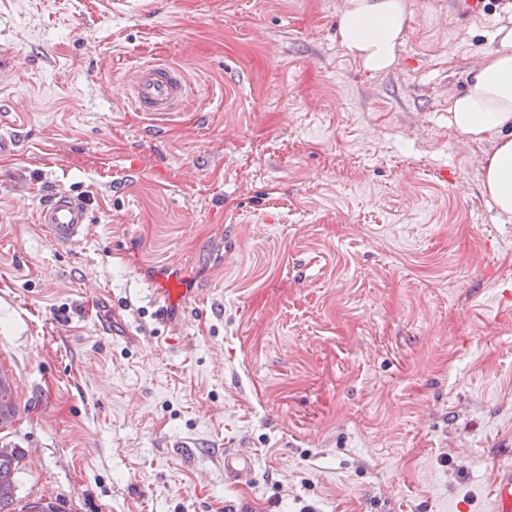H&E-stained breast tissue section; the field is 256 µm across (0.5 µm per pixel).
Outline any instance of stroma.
Instances as JSON below:
<instances>
[{"instance_id": "stroma-1", "label": "stroma", "mask_w": 512, "mask_h": 512, "mask_svg": "<svg viewBox=\"0 0 512 512\" xmlns=\"http://www.w3.org/2000/svg\"><path fill=\"white\" fill-rule=\"evenodd\" d=\"M344 0H0V371L12 512H492L512 465V217L448 126L501 6L406 0L392 68ZM180 67L154 120L123 92ZM82 197L72 245L37 221ZM186 293L152 317L161 273ZM250 455L246 480L224 452ZM189 83L181 69L165 63L139 68L127 96L138 112L163 117L170 115L189 93ZM87 204L67 192H56L43 204L38 223L60 244H72L87 236L91 224ZM17 413L16 401L10 384L0 377V428L9 427L13 424Z\"/></svg>"}]
</instances>
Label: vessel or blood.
I'll return each instance as SVG.
<instances>
[{
  "label": "vessel or blood",
  "mask_w": 512,
  "mask_h": 512,
  "mask_svg": "<svg viewBox=\"0 0 512 512\" xmlns=\"http://www.w3.org/2000/svg\"><path fill=\"white\" fill-rule=\"evenodd\" d=\"M189 93V83L181 69L165 63L139 68L129 85L127 96L137 111L156 117L170 115ZM38 222L60 244H72L87 236L91 215L85 202L66 192H57L43 204ZM251 467L248 454L237 450L224 453V473L239 479ZM494 512H512V467L499 474Z\"/></svg>",
  "instance_id": "1"
}]
</instances>
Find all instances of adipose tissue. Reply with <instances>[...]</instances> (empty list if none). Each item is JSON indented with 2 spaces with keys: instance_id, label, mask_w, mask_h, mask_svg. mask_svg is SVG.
Listing matches in <instances>:
<instances>
[{
  "instance_id": "adipose-tissue-1",
  "label": "adipose tissue",
  "mask_w": 512,
  "mask_h": 512,
  "mask_svg": "<svg viewBox=\"0 0 512 512\" xmlns=\"http://www.w3.org/2000/svg\"><path fill=\"white\" fill-rule=\"evenodd\" d=\"M403 0H345L338 36L364 69H389L403 42ZM499 47L485 54L466 90L448 101V126L464 139H493L486 154L480 188L503 215H512V28L499 27Z\"/></svg>"
}]
</instances>
